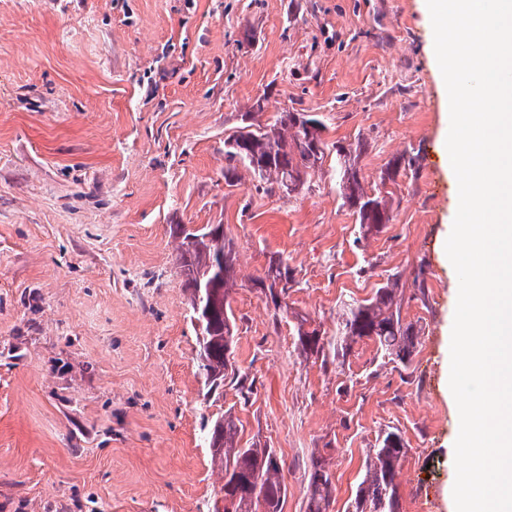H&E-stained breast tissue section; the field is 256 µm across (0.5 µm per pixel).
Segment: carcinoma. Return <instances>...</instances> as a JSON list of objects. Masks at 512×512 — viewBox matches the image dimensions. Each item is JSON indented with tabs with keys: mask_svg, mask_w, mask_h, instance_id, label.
Segmentation results:
<instances>
[{
	"mask_svg": "<svg viewBox=\"0 0 512 512\" xmlns=\"http://www.w3.org/2000/svg\"><path fill=\"white\" fill-rule=\"evenodd\" d=\"M233 138L236 146L224 147L226 182L236 183L246 173L266 193L283 188L287 178L303 187L323 169L326 157L334 152L339 193L358 217L361 235L357 241L375 234V222L383 218L388 222L392 220L387 196L379 189L368 192L361 180L357 160L363 143L344 148L322 139L314 143L294 120L292 111L279 113L274 123L265 127L245 123L237 127ZM191 236L195 242L190 249L187 239ZM172 238L176 242L178 262L193 266L201 282L207 285L196 314L204 323V336L198 338V368L221 387L224 381H229L240 399L246 402L252 386L246 385L245 378L235 371L224 344V334L234 332L235 328L232 309L224 307V299L230 297L237 285V254L232 243L224 240V225L208 224L196 232H186L178 224L173 228ZM289 280L288 270L273 263L255 284L268 290L274 298L275 289ZM401 301L399 277L392 274L376 289L373 297L342 307L337 313L333 336L324 338L320 330L306 328L308 320L301 316L296 324L295 351L307 360L324 353L328 346L344 356L354 344L371 339L389 360L405 364L418 344V333L412 326L402 323ZM203 432L210 448L212 467L224 481L220 492L229 500L231 512H251L249 493L256 483L266 488L267 512H282L287 486L283 465L275 451L255 444L242 446L240 421L230 408L206 420ZM407 451L403 439L393 432L386 433L378 447L369 449L374 460H366L365 474L355 492L353 512H399L397 479ZM307 468V510L329 512L335 487L326 470V459L314 451Z\"/></svg>",
	"mask_w": 512,
	"mask_h": 512,
	"instance_id": "cac0c4a2",
	"label": "carcinoma"
}]
</instances>
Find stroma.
Here are the masks:
<instances>
[{"mask_svg":"<svg viewBox=\"0 0 512 512\" xmlns=\"http://www.w3.org/2000/svg\"><path fill=\"white\" fill-rule=\"evenodd\" d=\"M262 95L255 123L317 112L327 142L363 143L391 224L359 241L327 168L290 195L227 185L224 140ZM447 121L421 0H0V512H210L202 419L228 408L242 444L280 458L283 512H307L315 450L330 512H348L388 430L408 448L400 512H453ZM175 224L223 225L235 247L248 403L204 398ZM278 260L282 308L254 286ZM393 273L419 334L408 363L368 339L297 356V317L333 332Z\"/></svg>","mask_w":512,"mask_h":512,"instance_id":"stroma-1","label":"stroma"}]
</instances>
